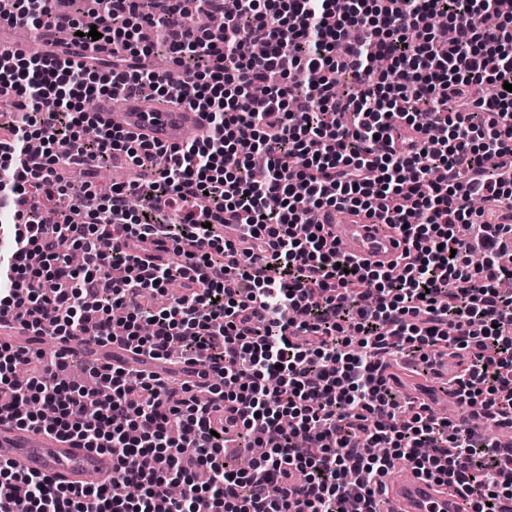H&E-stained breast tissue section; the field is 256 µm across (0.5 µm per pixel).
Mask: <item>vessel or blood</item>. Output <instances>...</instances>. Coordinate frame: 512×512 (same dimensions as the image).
<instances>
[{
  "label": "vessel or blood",
  "instance_id": "obj_1",
  "mask_svg": "<svg viewBox=\"0 0 512 512\" xmlns=\"http://www.w3.org/2000/svg\"><path fill=\"white\" fill-rule=\"evenodd\" d=\"M96 115L102 126L169 147L208 134L201 112L183 104L163 103L146 89L120 98L102 97L97 102ZM332 229L342 252L372 266L393 264L404 248L396 229L366 214L333 224ZM68 348L72 354L87 353L103 362L138 361L132 351L118 352L109 346L91 349L83 340L70 341ZM0 457L11 460L22 471L45 476L55 485L79 487L91 481L103 483L112 477L110 453L8 421L0 422ZM382 481L389 512H470L464 496L415 475L402 479L386 475Z\"/></svg>",
  "mask_w": 512,
  "mask_h": 512
}]
</instances>
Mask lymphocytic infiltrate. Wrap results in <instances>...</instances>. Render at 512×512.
Instances as JSON below:
<instances>
[{
	"mask_svg": "<svg viewBox=\"0 0 512 512\" xmlns=\"http://www.w3.org/2000/svg\"><path fill=\"white\" fill-rule=\"evenodd\" d=\"M10 2L8 24L71 27L75 56L0 52L18 111L0 132V319L32 340H0V420L40 430L50 411L51 432L114 465L111 483L57 488L0 459V512H346L353 497L379 512L375 485L396 459L455 486L473 512L512 501V448L425 401L401 406L382 369L404 350L425 362L466 352L450 391L512 423V267L498 262L512 235L500 214L512 208L506 0H235L222 28L188 40L186 0L159 17L139 0H97L89 24L50 0ZM256 29L265 52L241 55ZM115 86L202 107L208 136L170 148L104 128L85 139L95 118L78 103ZM467 97L472 111H450ZM121 153L149 179L73 195L64 171ZM312 208L381 212L405 249L392 268L361 264L307 223ZM173 280L182 292L161 309L135 305ZM48 334L62 344L49 358L37 348ZM76 336L165 362L175 347L220 382L175 389L144 368L88 363L94 386L74 384L61 373ZM223 409L240 416L238 440L266 448L248 471L213 434Z\"/></svg>",
	"mask_w": 512,
	"mask_h": 512,
	"instance_id": "1",
	"label": "lymphocytic infiltrate"
}]
</instances>
